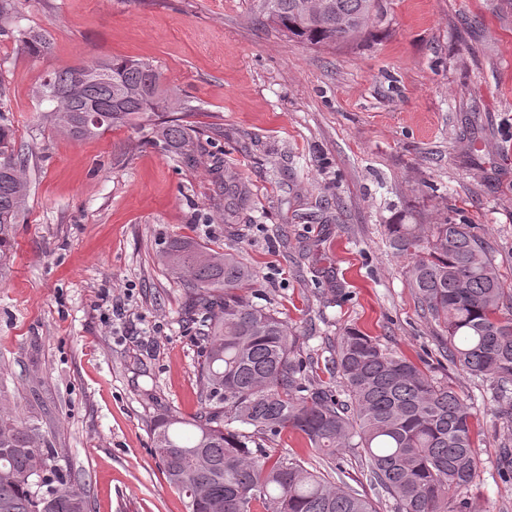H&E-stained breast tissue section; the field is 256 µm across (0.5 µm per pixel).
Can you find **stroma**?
I'll use <instances>...</instances> for the list:
<instances>
[{
	"instance_id": "35a3bbf8",
	"label": "stroma",
	"mask_w": 512,
	"mask_h": 512,
	"mask_svg": "<svg viewBox=\"0 0 512 512\" xmlns=\"http://www.w3.org/2000/svg\"><path fill=\"white\" fill-rule=\"evenodd\" d=\"M370 32L315 47L248 20L251 0H19L33 56L0 35V106L34 146L31 195L0 262V389L53 431L91 512H187L151 452L161 413L200 409L199 336L157 259L188 237L234 249L258 301L321 367L347 328L453 385L475 416L476 512H512V423L488 380L450 366L440 328L407 286L390 224H473L512 288V0H379ZM113 56L154 65L189 95L201 162L189 168L136 126L75 141L36 93L51 73ZM252 190L233 233L224 176ZM316 242L313 258L300 248ZM377 512L393 501L342 454Z\"/></svg>"
}]
</instances>
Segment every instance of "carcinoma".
I'll list each match as a JSON object with an SVG mask.
<instances>
[{"instance_id": "cac0c4a2", "label": "carcinoma", "mask_w": 512, "mask_h": 512, "mask_svg": "<svg viewBox=\"0 0 512 512\" xmlns=\"http://www.w3.org/2000/svg\"><path fill=\"white\" fill-rule=\"evenodd\" d=\"M378 13V0H257L252 18L310 45L358 40ZM16 0H0V35L13 34ZM26 52L51 49L42 32L21 33ZM116 83L89 81L71 68L48 75L37 94L60 101L54 128L84 141L128 125L194 168L193 106L165 89L150 63L101 59ZM100 110V125L82 112ZM183 117L157 121L161 112ZM31 154L16 146L12 121L0 109V258L9 228L28 207ZM246 182L224 181V223L250 209ZM389 248L409 260L408 287L445 335L448 361L493 385V401L512 422V289L504 287L486 241L469 224H389ZM158 261L188 298L186 322L197 326L200 411L191 418L166 412L151 426L152 453L188 512H377L342 478L336 458L363 450L369 480L396 503V512H473L462 496L477 477L473 413L453 387L379 340L348 328L333 346V374L343 394L310 375L297 337L278 312L253 301L256 274L233 251L217 252L173 238ZM296 432L324 457L310 470L286 456L254 453V437L273 441ZM47 477L39 479V463ZM85 483L58 465V450L40 419L22 417L0 390V512H89Z\"/></svg>"}]
</instances>
